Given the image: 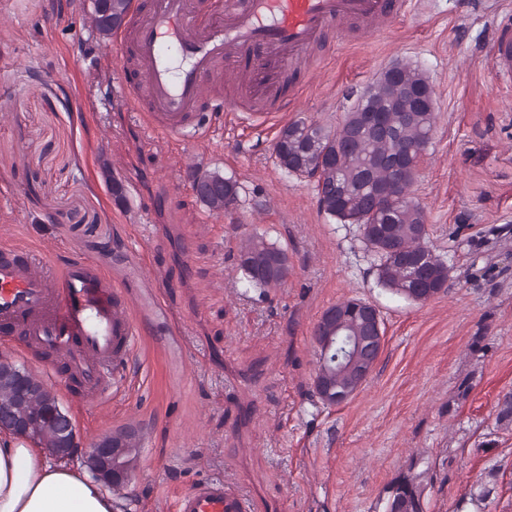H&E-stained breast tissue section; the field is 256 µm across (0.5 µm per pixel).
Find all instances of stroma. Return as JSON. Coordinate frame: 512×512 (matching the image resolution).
<instances>
[{
  "mask_svg": "<svg viewBox=\"0 0 512 512\" xmlns=\"http://www.w3.org/2000/svg\"><path fill=\"white\" fill-rule=\"evenodd\" d=\"M512 0H412L379 34H327L293 100L273 112H210L203 138L144 133L116 105L133 71L91 23L90 0H0V244L55 266L84 258L132 302L140 327L108 394L72 392L53 357L0 335V356L51 387L82 447L133 434L137 467L114 488L121 512H176L191 485L220 477L256 512H382L400 475H418L430 512L497 472L481 512H512V88L489 44ZM396 61L417 67L436 124L413 186L448 284L426 302L393 294L357 225L325 215L313 180L276 163L299 119L336 129L353 91ZM240 185L215 215L189 172ZM120 195H113V185ZM287 248L279 288H243L234 267L253 231ZM359 299L385 333L367 382L346 403L314 391L321 313Z\"/></svg>",
  "mask_w": 512,
  "mask_h": 512,
  "instance_id": "1",
  "label": "stroma"
}]
</instances>
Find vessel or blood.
<instances>
[{"instance_id":"vessel-or-blood-1","label":"vessel or blood","mask_w":512,"mask_h":512,"mask_svg":"<svg viewBox=\"0 0 512 512\" xmlns=\"http://www.w3.org/2000/svg\"><path fill=\"white\" fill-rule=\"evenodd\" d=\"M411 0H222L204 12L200 0H150L132 31L116 35L137 69L120 97L146 128L185 142L202 138L199 117L207 87L231 76L257 111L293 96L285 76L306 62L326 32L348 23L380 33ZM492 68L512 79V26L500 25L490 46ZM55 354L83 395L107 389L137 334L130 304L93 262L42 265L25 247L0 246V333ZM177 512H250L211 478L188 488Z\"/></svg>"}]
</instances>
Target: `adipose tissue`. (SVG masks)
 <instances>
[{
	"instance_id": "obj_1",
	"label": "adipose tissue",
	"mask_w": 512,
	"mask_h": 512,
	"mask_svg": "<svg viewBox=\"0 0 512 512\" xmlns=\"http://www.w3.org/2000/svg\"><path fill=\"white\" fill-rule=\"evenodd\" d=\"M0 512H116L112 497L28 439L0 432Z\"/></svg>"
}]
</instances>
